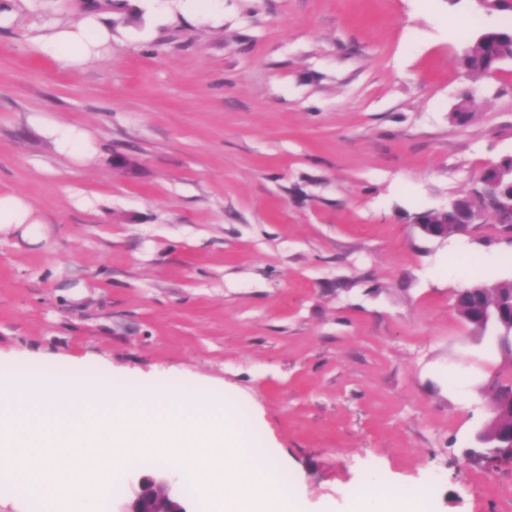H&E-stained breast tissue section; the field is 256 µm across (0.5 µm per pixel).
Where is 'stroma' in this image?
<instances>
[{
    "instance_id": "1",
    "label": "stroma",
    "mask_w": 512,
    "mask_h": 512,
    "mask_svg": "<svg viewBox=\"0 0 512 512\" xmlns=\"http://www.w3.org/2000/svg\"><path fill=\"white\" fill-rule=\"evenodd\" d=\"M166 4L0 0V195L41 221L40 242L0 236V374L229 399L301 512H355L370 481L428 489L423 512H512V465L457 469L512 361L455 309L470 259L512 280V237L493 217L446 239L416 223L512 154V62L477 81L460 64L512 11ZM93 13L100 57L36 52ZM48 121L83 131L87 156ZM161 466L125 465L81 512H122ZM50 134L61 152L80 156L85 153L86 137L83 132L64 124H52Z\"/></svg>"
}]
</instances>
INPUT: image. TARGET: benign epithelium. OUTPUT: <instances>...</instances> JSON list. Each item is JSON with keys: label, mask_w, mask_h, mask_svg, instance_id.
<instances>
[{"label": "benign epithelium", "mask_w": 512, "mask_h": 512, "mask_svg": "<svg viewBox=\"0 0 512 512\" xmlns=\"http://www.w3.org/2000/svg\"><path fill=\"white\" fill-rule=\"evenodd\" d=\"M492 177L482 178L481 187L471 195L452 200L443 215L450 217L457 233L468 234L473 226L493 213L502 223L512 224V155L502 158L491 168ZM174 479L162 471L142 479L139 494L123 512H187L180 497L170 494Z\"/></svg>", "instance_id": "benign-epithelium-1"}]
</instances>
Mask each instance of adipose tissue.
I'll list each match as a JSON object with an SVG mask.
<instances>
[{"label": "adipose tissue", "instance_id": "ef3b65f1", "mask_svg": "<svg viewBox=\"0 0 512 512\" xmlns=\"http://www.w3.org/2000/svg\"><path fill=\"white\" fill-rule=\"evenodd\" d=\"M109 38L107 28L93 21L73 29L57 31L38 43L39 51L53 57L64 67L85 64L97 48ZM38 219L33 207L17 195H0V234L22 232L34 235Z\"/></svg>", "mask_w": 512, "mask_h": 512}]
</instances>
